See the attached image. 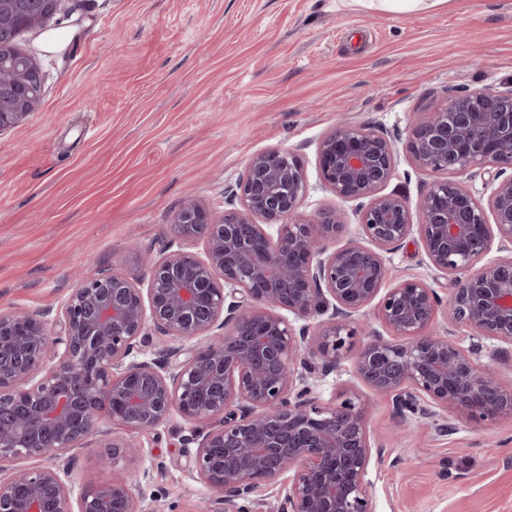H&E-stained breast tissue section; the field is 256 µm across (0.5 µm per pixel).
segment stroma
Masks as SVG:
<instances>
[{
  "label": "stroma",
  "mask_w": 512,
  "mask_h": 512,
  "mask_svg": "<svg viewBox=\"0 0 512 512\" xmlns=\"http://www.w3.org/2000/svg\"><path fill=\"white\" fill-rule=\"evenodd\" d=\"M43 35L21 48L45 72L43 99L0 132V310H58L76 276L146 273L187 194L213 218L224 189L271 148L303 160L304 215L355 206L319 177L316 150L340 121L395 138L391 188L416 199L423 181L406 144L412 124L459 90L512 85V0H444L394 14L355 0H60ZM139 253L128 250L130 243ZM387 286L423 279L448 297L418 236L391 254ZM357 348L321 383L324 399L355 396L383 446L368 478L374 512H512V414L447 431L411 421L397 433L391 399L357 376ZM180 416L139 432L140 462L101 468L99 450L70 453L81 489L119 474L143 487L154 512H198L210 489L192 468Z\"/></svg>",
  "instance_id": "1"
}]
</instances>
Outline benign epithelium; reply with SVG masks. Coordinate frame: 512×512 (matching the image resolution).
Instances as JSON below:
<instances>
[{
	"instance_id": "7a95c632",
	"label": "benign epithelium",
	"mask_w": 512,
	"mask_h": 512,
	"mask_svg": "<svg viewBox=\"0 0 512 512\" xmlns=\"http://www.w3.org/2000/svg\"><path fill=\"white\" fill-rule=\"evenodd\" d=\"M58 0H32L41 27ZM24 100L0 110V132L20 126ZM413 167L441 175L416 202L386 191L398 165L381 128L344 122L317 147L323 184L356 203L364 240L329 249L343 210L300 215L304 163L288 149L254 155L224 189L215 221L193 195L169 225L148 279L105 273L79 280L56 325L49 313L0 311V512H153L147 496L114 477L74 493L64 456L100 448L106 468L141 458L132 434L178 412L184 447L212 490L203 512H242L261 487L288 476L274 512H374L367 417L352 397L326 402L320 382L377 306L392 333L366 334L355 368L395 415L488 421L512 413V394L481 363L512 360V87L461 90L408 136ZM495 170L488 205L453 173ZM418 234L427 263L448 277V323L472 330L464 348L435 330L442 298L418 278L385 287L388 255ZM201 241L203 254L184 243ZM324 316L315 331L308 320ZM131 436L116 440L106 424ZM36 458L42 464L20 468Z\"/></svg>"
}]
</instances>
